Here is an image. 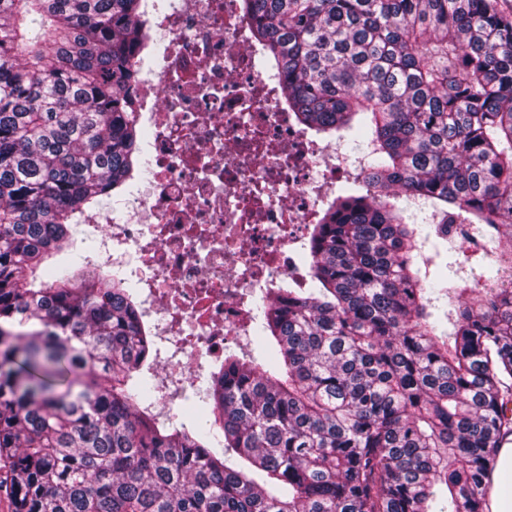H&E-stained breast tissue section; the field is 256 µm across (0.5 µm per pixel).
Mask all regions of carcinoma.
<instances>
[{"mask_svg": "<svg viewBox=\"0 0 512 512\" xmlns=\"http://www.w3.org/2000/svg\"><path fill=\"white\" fill-rule=\"evenodd\" d=\"M243 8L295 125L361 128L367 151L309 225L306 277L248 300L261 359L224 353L189 428L138 403L155 360L125 279L49 263L133 186L141 0H0V457L18 512H485L512 436V19L493 0Z\"/></svg>", "mask_w": 512, "mask_h": 512, "instance_id": "carcinoma-1", "label": "carcinoma"}]
</instances>
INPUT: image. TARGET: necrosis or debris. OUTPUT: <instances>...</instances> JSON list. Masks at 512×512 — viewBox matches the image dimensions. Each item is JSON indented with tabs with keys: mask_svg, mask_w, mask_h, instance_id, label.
<instances>
[{
	"mask_svg": "<svg viewBox=\"0 0 512 512\" xmlns=\"http://www.w3.org/2000/svg\"><path fill=\"white\" fill-rule=\"evenodd\" d=\"M242 0H145L151 58L137 57V120L150 175L86 218L99 234L88 270L138 260L144 317L183 350L172 373L243 335L245 291L284 288L298 274L302 229L336 187L320 139L296 129L269 73L257 66Z\"/></svg>",
	"mask_w": 512,
	"mask_h": 512,
	"instance_id": "1",
	"label": "necrosis or debris"
}]
</instances>
